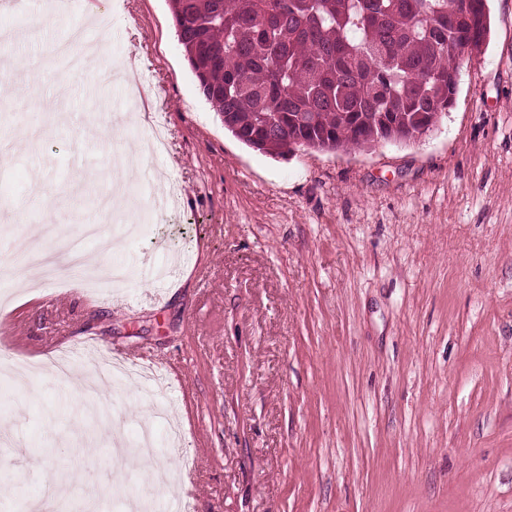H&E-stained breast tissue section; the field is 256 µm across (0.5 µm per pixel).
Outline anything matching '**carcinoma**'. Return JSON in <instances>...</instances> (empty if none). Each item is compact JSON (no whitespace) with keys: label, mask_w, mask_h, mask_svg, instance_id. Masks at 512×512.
I'll return each mask as SVG.
<instances>
[{"label":"carcinoma","mask_w":512,"mask_h":512,"mask_svg":"<svg viewBox=\"0 0 512 512\" xmlns=\"http://www.w3.org/2000/svg\"><path fill=\"white\" fill-rule=\"evenodd\" d=\"M178 41L224 128L272 158L432 131L486 0H171Z\"/></svg>","instance_id":"1"}]
</instances>
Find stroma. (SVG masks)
I'll return each mask as SVG.
<instances>
[{
  "mask_svg": "<svg viewBox=\"0 0 512 512\" xmlns=\"http://www.w3.org/2000/svg\"><path fill=\"white\" fill-rule=\"evenodd\" d=\"M488 7L490 40L461 61L433 132L277 159L200 97L169 0L0 11V30L17 33L0 43V85L18 102L0 111L14 157L0 207L30 204L0 233V354L38 361L90 338L99 360L180 373L153 394L110 384L123 417L96 424L71 402L95 372L84 360L68 379L33 378L26 401L0 379L14 433L0 446V512H29L55 486L57 512H83L89 490L110 512L114 471L167 506L168 486L112 443L144 423L191 512H512V0ZM77 27L93 67L53 70L28 98L32 57ZM119 59L150 73L142 91L113 81ZM137 150L131 236L98 199ZM43 224L57 227L50 251L101 225L127 281L93 297L74 269L23 299L13 271Z\"/></svg>",
  "mask_w": 512,
  "mask_h": 512,
  "instance_id": "obj_1",
  "label": "stroma"
}]
</instances>
